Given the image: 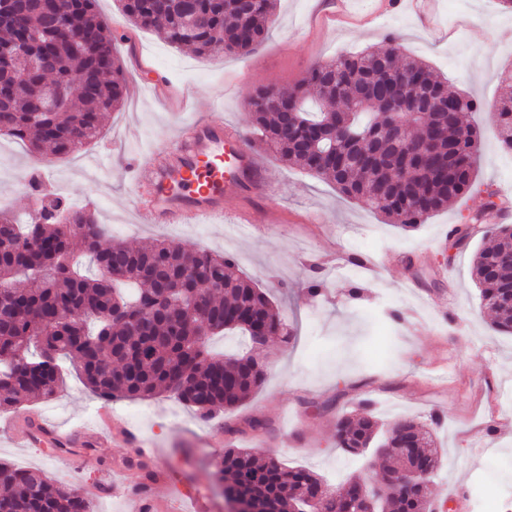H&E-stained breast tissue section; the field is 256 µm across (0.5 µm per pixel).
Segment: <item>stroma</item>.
<instances>
[{
	"instance_id": "1",
	"label": "stroma",
	"mask_w": 512,
	"mask_h": 512,
	"mask_svg": "<svg viewBox=\"0 0 512 512\" xmlns=\"http://www.w3.org/2000/svg\"><path fill=\"white\" fill-rule=\"evenodd\" d=\"M314 16L315 0H278L270 33L244 58H201L175 49L156 33L127 30L121 55L128 71V99L107 113L104 135L93 146L63 159L32 157L19 141H0V200L17 216L31 210L28 182L44 174L48 188L67 197L73 209L97 212L114 239L137 248L161 239L234 258L281 311L293 334L248 347L245 337H210L218 355L251 349L266 366V379L234 412L201 419L173 393L150 400L112 402L119 418L141 435L127 447L107 440L74 446L69 453L23 446L17 431H0V459L22 468L47 471L54 484L78 488L105 483L94 498L96 512H127L140 496L144 512L162 502L165 512H181V488L200 492L211 512H227L213 462L224 451L216 443L224 425L248 416L269 421L271 431L237 435L235 443L260 454L300 465L335 488L349 475L379 481L384 459L379 448L349 455L334 439L338 419L358 399L373 403L375 414L391 422L403 416L429 422L443 450L431 492L453 512H475L472 486L512 485V335L495 332L480 306L471 278L473 254L489 241L474 232L468 245L450 249L451 229L481 211L496 192L512 213V153L503 151L487 113L471 115L482 130L479 173L472 191L413 230L340 194L327 181L263 152L271 191L254 200L255 221L245 232L220 224H143L134 206L132 163L150 156L157 141L172 138L187 121L220 112L248 142H256L249 102L261 87L301 81L309 67L338 55L381 45L399 34L407 53L428 63L448 80L450 91L489 102L500 93V72L512 64V11L497 0H432L426 17L398 0H358L336 14L334 0ZM195 88L190 111L154 88L160 78ZM383 263L373 273V260ZM324 288L307 293L312 273ZM359 298H351V288ZM98 399L77 378L68 377L52 400L21 406L27 418L69 431L89 424ZM164 469L150 490L137 494L135 460Z\"/></svg>"
}]
</instances>
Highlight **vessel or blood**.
<instances>
[{"instance_id":"vessel-or-blood-1","label":"vessel or blood","mask_w":512,"mask_h":512,"mask_svg":"<svg viewBox=\"0 0 512 512\" xmlns=\"http://www.w3.org/2000/svg\"><path fill=\"white\" fill-rule=\"evenodd\" d=\"M135 208L147 224H200L224 217L228 201H238L236 223L253 221L247 195L266 190L264 168L248 142L222 115L192 121L174 139L160 145L148 159L136 162ZM85 434L99 442L121 430L111 411Z\"/></svg>"}]
</instances>
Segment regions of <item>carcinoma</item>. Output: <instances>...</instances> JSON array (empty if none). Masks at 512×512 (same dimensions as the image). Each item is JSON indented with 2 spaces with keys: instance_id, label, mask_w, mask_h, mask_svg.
<instances>
[{
  "instance_id": "obj_1",
  "label": "carcinoma",
  "mask_w": 512,
  "mask_h": 512,
  "mask_svg": "<svg viewBox=\"0 0 512 512\" xmlns=\"http://www.w3.org/2000/svg\"><path fill=\"white\" fill-rule=\"evenodd\" d=\"M95 0H63L50 16L40 0L0 17V48L19 65L50 61L37 75L68 90V112H46L33 85L0 97V135L19 140L46 159L76 154L103 132V111L127 97L125 69L112 47ZM126 21L157 31L176 48L200 57H246L266 39L275 0H258L241 14L237 0H118ZM74 24L78 41L63 34ZM504 92L491 103L448 94V84L425 62L404 52L400 36L361 52L312 66L293 86L261 88L250 100L251 124L262 147L287 164L331 180L345 196L404 229L425 223L467 194L476 179L480 131L469 112L495 109L498 139L512 152V66L500 73ZM382 112H399L404 126L390 131ZM73 224L65 231L60 216ZM492 244L477 249L472 276L493 327L512 334V225H488ZM85 243L97 275H82L70 258L71 238ZM118 277L112 278L111 270ZM0 408L50 400L73 372L96 396L110 401L175 391L209 417L243 405L265 379L251 353L218 357L201 335L239 331L260 343L255 323L278 335L283 326L270 296L236 271L224 255L189 250L166 240L130 248L112 240L91 210H75L54 194L24 224L0 209ZM414 430L420 454L439 464L434 430L414 418L385 429L371 412L336 422V447L359 455L377 441L395 443ZM224 492L258 512H343V501L312 471L247 448H227L216 463ZM428 493L403 499L380 495L375 512H427ZM0 512H95L79 488H53L40 469L0 461Z\"/></svg>"
}]
</instances>
